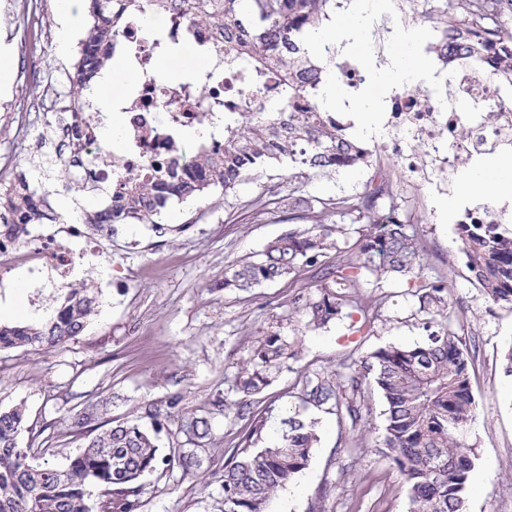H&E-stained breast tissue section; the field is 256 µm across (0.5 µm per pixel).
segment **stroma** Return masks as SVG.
Wrapping results in <instances>:
<instances>
[{
  "label": "stroma",
  "instance_id": "35a3bbf8",
  "mask_svg": "<svg viewBox=\"0 0 512 512\" xmlns=\"http://www.w3.org/2000/svg\"><path fill=\"white\" fill-rule=\"evenodd\" d=\"M88 21V10L73 14L74 42L60 54L58 10L49 4L39 27L46 40L30 53L13 51L9 98L26 102L42 96L63 57H77L76 40ZM372 26L378 34L409 29L421 43L435 36L412 0L401 8L389 6ZM277 185L258 174L240 186L237 206L225 205L216 194L165 211L161 237L149 224L115 225L102 242L112 285L103 289L92 323L61 349L0 351V405L24 404L31 436L51 444L50 461L66 464L81 448L75 415L87 402L107 400V415L115 420L160 422L165 455L182 439V413L193 410L210 420L213 445L195 474L161 463L145 475L139 512H224V462L238 452L247 428L233 407L236 373L257 340L281 324L293 297L314 284L306 271L249 291L224 286L226 266L301 227V220L276 209L262 224L243 219L240 203ZM397 193L425 246L426 275L453 286L452 326L471 350L477 414L469 437L476 459L466 512H512V376L501 363L512 346V308L488 300L471 283L458 251L455 226L461 214L453 199H435L406 178ZM18 277L15 271L0 277V304H17L19 321H31L44 312L53 289L45 283L16 290ZM411 286L398 280L374 289L384 302V317L370 331L359 330L355 312L319 330L298 328V360L275 371L251 399L254 413L268 419L269 442L279 438L280 416L297 405L305 372L335 370L345 358L365 357L381 347L424 342ZM364 403L361 433L334 415L316 412L320 443L308 467L278 492L267 512H408L406 484L385 454L386 405L375 386H366Z\"/></svg>",
  "mask_w": 512,
  "mask_h": 512
}]
</instances>
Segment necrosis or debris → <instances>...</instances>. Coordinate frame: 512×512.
Listing matches in <instances>:
<instances>
[{"mask_svg":"<svg viewBox=\"0 0 512 512\" xmlns=\"http://www.w3.org/2000/svg\"><path fill=\"white\" fill-rule=\"evenodd\" d=\"M151 15L159 22L156 39L145 37L139 14L129 17L119 39L120 45L134 46L130 62L140 73L121 92V111L126 116L121 146L92 136L82 148L101 185H112L130 171L144 180L160 178L171 139L195 124L202 110L216 100L240 90L238 76L225 71L223 54L216 50L202 71L200 86L191 89L179 81L157 80V40H178L192 32L194 25L187 17L172 23L168 13L157 9ZM484 67L483 60H464L450 75L435 72L425 88L404 85L383 93L375 148L395 157L410 180L443 192L481 156L511 147L512 89L479 82L476 74ZM102 256L101 245L72 217L40 227L23 251L13 242L0 240L1 273L21 265L36 274L50 269L68 286L76 272L99 264Z\"/></svg>","mask_w":512,"mask_h":512,"instance_id":"necrosis-or-debris-1","label":"necrosis or debris"}]
</instances>
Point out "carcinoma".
I'll return each mask as SVG.
<instances>
[{"label": "carcinoma", "instance_id": "carcinoma-1", "mask_svg": "<svg viewBox=\"0 0 512 512\" xmlns=\"http://www.w3.org/2000/svg\"><path fill=\"white\" fill-rule=\"evenodd\" d=\"M90 0V21L83 48L73 64L65 93L80 103L114 55L124 16L145 11L146 0ZM340 0H165L174 14L192 18L199 33L216 31L229 52L224 67L246 65L244 96L251 105L224 113V149L206 144L172 146L171 177L157 183L123 179L109 188V203L88 211L78 207L82 223L155 224L172 201L188 203L215 191L224 199L236 196L254 172L288 179V193L278 199L288 212H302L310 225L269 240L261 250L224 272V287L248 291L278 279L315 270V291L294 299L288 323L315 329L356 310L364 321L381 319L380 303L363 291V276L376 281L407 278L417 282L415 314L422 317L427 341L414 347H381L350 366V372H314L304 381L295 410L281 419V438L264 442L266 420L253 415L250 397L270 383L273 372L298 358L300 342L280 330L269 331L246 358L235 377L242 394L237 414L250 420L245 445L224 468V512H264L270 499L307 468L319 435L317 422L307 415L317 410L349 419H362L363 386L373 383L386 403L384 443L393 467L408 486L410 512H466L469 474L475 456L467 428L475 418L470 384V352L451 325L452 294L443 279L423 281L424 246L412 225L395 217L400 203L395 187L401 176H385L379 184L367 180L362 189L321 198L306 191V179L329 176L346 167L375 165L376 154L324 117L319 104L328 63L311 55L312 32L336 14ZM439 40L436 57L454 60L461 48L478 53L468 39L473 30L490 27L508 47L477 73L490 83L512 85V0H448L434 18ZM279 88L271 106L261 101L266 83ZM308 99L299 109L295 103ZM71 140L54 144L52 127L45 126L37 147L46 149L45 165L17 173L0 190V237L20 242L36 224H56L63 215L48 196L67 195L83 181L74 168H83L81 144L98 134V123L83 112L69 116ZM40 182L44 195L29 191ZM246 219L264 220L268 202L259 194L244 204ZM455 233L471 282L494 303L512 307V231L501 224H458ZM98 292L83 283L63 288L49 305L42 324L0 325V350L31 347L62 348L80 335L97 313ZM26 410L21 405L0 408V512H137L138 482L158 464L155 437L140 423L118 421L87 436L82 450L64 466L35 461L32 447L21 446ZM189 448L170 451L166 462L184 473L196 470L199 451L210 444L211 424L195 413L180 421Z\"/></svg>", "mask_w": 512, "mask_h": 512}]
</instances>
